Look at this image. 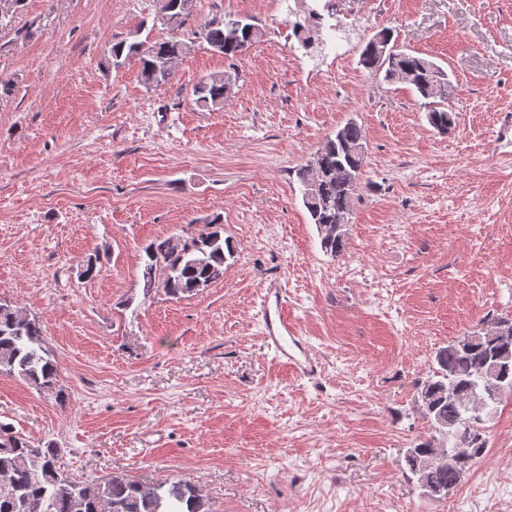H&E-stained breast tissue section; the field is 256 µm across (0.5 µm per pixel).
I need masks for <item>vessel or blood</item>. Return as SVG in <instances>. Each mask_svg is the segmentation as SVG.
I'll use <instances>...</instances> for the list:
<instances>
[{"mask_svg": "<svg viewBox=\"0 0 512 512\" xmlns=\"http://www.w3.org/2000/svg\"><path fill=\"white\" fill-rule=\"evenodd\" d=\"M263 335L276 359L306 377L320 371L318 360L311 354L303 337L298 336L287 310L284 290L278 282H266L262 299Z\"/></svg>", "mask_w": 512, "mask_h": 512, "instance_id": "vessel-or-blood-1", "label": "vessel or blood"}]
</instances>
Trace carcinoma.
Instances as JSON below:
<instances>
[{
  "label": "carcinoma",
  "instance_id": "carcinoma-1",
  "mask_svg": "<svg viewBox=\"0 0 512 512\" xmlns=\"http://www.w3.org/2000/svg\"><path fill=\"white\" fill-rule=\"evenodd\" d=\"M194 0H165L157 18L167 37L152 44L137 39L112 45L113 64L122 57L139 58L140 81L147 88L166 84L182 59L184 44L178 37ZM294 36L308 48L309 36L318 25L292 23ZM201 38L210 49L230 60L239 59L258 38L259 31L247 18L213 20L203 25ZM360 65L386 83L409 85L427 107L426 119L439 133L448 132L454 119L442 95L433 89L434 74L448 81V74L433 61L392 50L379 56L367 41ZM238 72L225 71L200 79L192 88L194 103L208 111L224 107ZM366 162L361 126L351 120L327 138L313 156L296 169L302 201L315 224L324 252L339 256L346 244L347 216L353 209ZM235 246L224 237L214 219L199 233L158 239L144 248L143 280L155 282L171 298L199 291L224 274ZM437 368L418 387L424 418L440 436V442L465 452L450 464L434 463L435 446L429 440L406 452V465L423 491L446 497L462 473L487 451L480 418L493 415L506 396L512 395V318H499L478 332H470L436 351ZM22 378L39 391H53L59 368L46 347L39 319L0 299V373ZM60 449L51 442L33 443L0 423V512H213L209 499L194 485L171 479L144 485L120 477L96 482L78 481L58 466Z\"/></svg>",
  "mask_w": 512,
  "mask_h": 512
}]
</instances>
